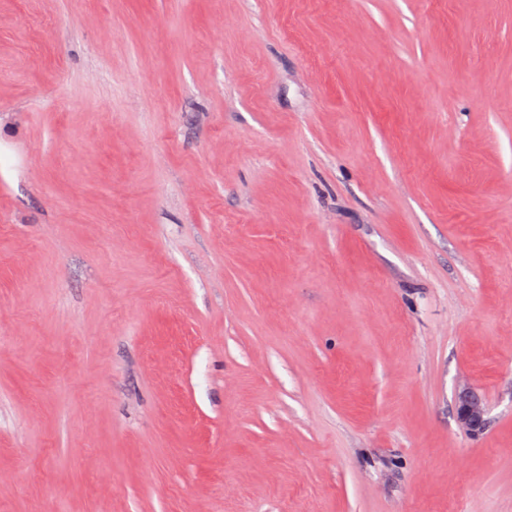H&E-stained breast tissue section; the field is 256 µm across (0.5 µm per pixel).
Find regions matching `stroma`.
<instances>
[{"instance_id":"obj_1","label":"stroma","mask_w":512,"mask_h":512,"mask_svg":"<svg viewBox=\"0 0 512 512\" xmlns=\"http://www.w3.org/2000/svg\"><path fill=\"white\" fill-rule=\"evenodd\" d=\"M0 512H512V0H0ZM486 410L475 394H465L459 401L457 416L460 427L470 436L480 434L485 427Z\"/></svg>"}]
</instances>
